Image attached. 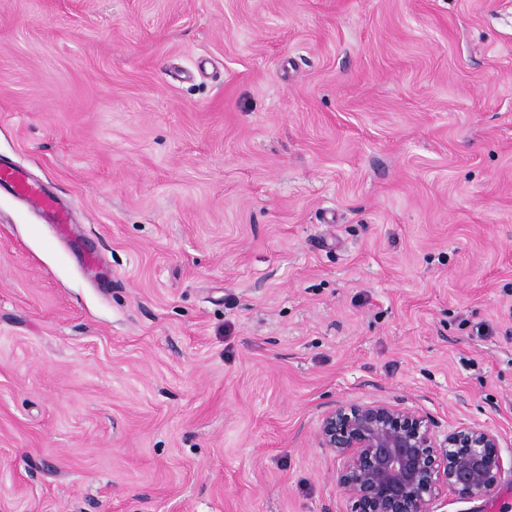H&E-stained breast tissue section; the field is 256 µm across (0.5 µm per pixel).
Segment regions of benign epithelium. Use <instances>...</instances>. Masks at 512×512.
<instances>
[{
  "label": "benign epithelium",
  "mask_w": 512,
  "mask_h": 512,
  "mask_svg": "<svg viewBox=\"0 0 512 512\" xmlns=\"http://www.w3.org/2000/svg\"><path fill=\"white\" fill-rule=\"evenodd\" d=\"M318 439L338 461L350 512H439L450 496H491L512 474L496 432L461 425L440 434L415 406L340 403L323 414Z\"/></svg>",
  "instance_id": "7a95c632"
}]
</instances>
